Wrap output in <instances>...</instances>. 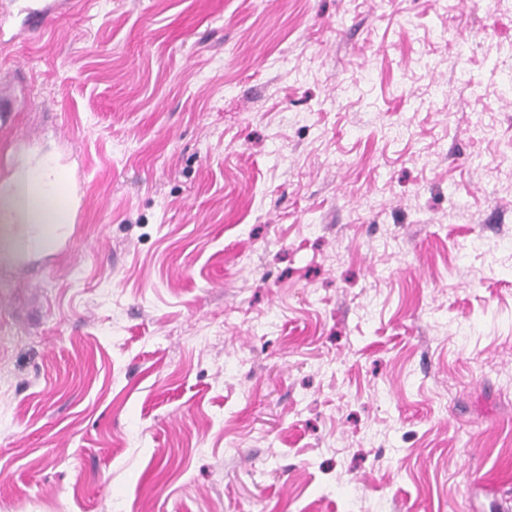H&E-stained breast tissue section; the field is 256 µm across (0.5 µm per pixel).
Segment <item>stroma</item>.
Wrapping results in <instances>:
<instances>
[{
	"label": "stroma",
	"instance_id": "obj_1",
	"mask_svg": "<svg viewBox=\"0 0 512 512\" xmlns=\"http://www.w3.org/2000/svg\"><path fill=\"white\" fill-rule=\"evenodd\" d=\"M0 48V512H499L512 0H49ZM478 472L472 482L469 472ZM49 156L31 158L0 191L3 218L9 224H20L12 246L19 250L37 251L53 239L60 224H67V198L60 197L61 176ZM2 204V205H1Z\"/></svg>",
	"mask_w": 512,
	"mask_h": 512
}]
</instances>
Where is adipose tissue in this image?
Returning <instances> with one entry per match:
<instances>
[{"label": "adipose tissue", "mask_w": 512, "mask_h": 512, "mask_svg": "<svg viewBox=\"0 0 512 512\" xmlns=\"http://www.w3.org/2000/svg\"><path fill=\"white\" fill-rule=\"evenodd\" d=\"M60 184L53 158L36 156L0 191V217L20 227L12 240L14 248L40 250L67 223L69 208L66 198L59 195Z\"/></svg>", "instance_id": "ef3b65f1"}]
</instances>
